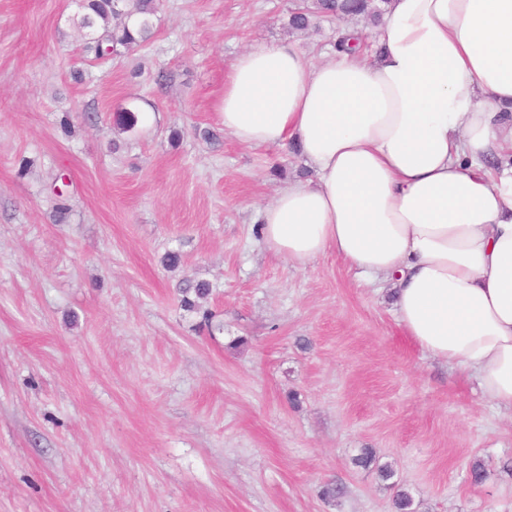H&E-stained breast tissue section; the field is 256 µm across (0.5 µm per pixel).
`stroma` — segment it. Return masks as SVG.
Instances as JSON below:
<instances>
[{
  "label": "stroma",
  "mask_w": 512,
  "mask_h": 512,
  "mask_svg": "<svg viewBox=\"0 0 512 512\" xmlns=\"http://www.w3.org/2000/svg\"><path fill=\"white\" fill-rule=\"evenodd\" d=\"M295 2L161 0L148 44L97 61L74 0H0V512H395L398 489L512 512V413L366 277L260 242L259 208L311 170L238 143L220 99L254 43L331 52L337 22L292 31ZM133 106L151 121L122 131ZM197 282L208 328L181 303Z\"/></svg>",
  "instance_id": "stroma-1"
}]
</instances>
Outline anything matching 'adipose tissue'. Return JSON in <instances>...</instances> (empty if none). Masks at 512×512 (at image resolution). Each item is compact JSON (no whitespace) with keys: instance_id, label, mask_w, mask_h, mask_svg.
Wrapping results in <instances>:
<instances>
[{"instance_id":"1","label":"adipose tissue","mask_w":512,"mask_h":512,"mask_svg":"<svg viewBox=\"0 0 512 512\" xmlns=\"http://www.w3.org/2000/svg\"><path fill=\"white\" fill-rule=\"evenodd\" d=\"M375 38L369 62L259 43L232 64L225 131L312 171L262 207V242L378 282L422 352L512 412V0H389Z\"/></svg>"}]
</instances>
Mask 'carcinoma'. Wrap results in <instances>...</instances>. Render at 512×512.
Here are the masks:
<instances>
[{
	"instance_id": "cac0c4a2",
	"label": "carcinoma",
	"mask_w": 512,
	"mask_h": 512,
	"mask_svg": "<svg viewBox=\"0 0 512 512\" xmlns=\"http://www.w3.org/2000/svg\"><path fill=\"white\" fill-rule=\"evenodd\" d=\"M388 0H303L292 9L288 26L294 31H308L322 18H365L377 20L383 14ZM82 13L74 24L83 35L95 43V54L106 59L118 53L133 52L147 44L154 34L153 18L158 9L157 0H83ZM195 298H190V295ZM209 295V286L199 282L184 290L182 306L202 314L209 323L212 313L202 308L197 300Z\"/></svg>"
}]
</instances>
